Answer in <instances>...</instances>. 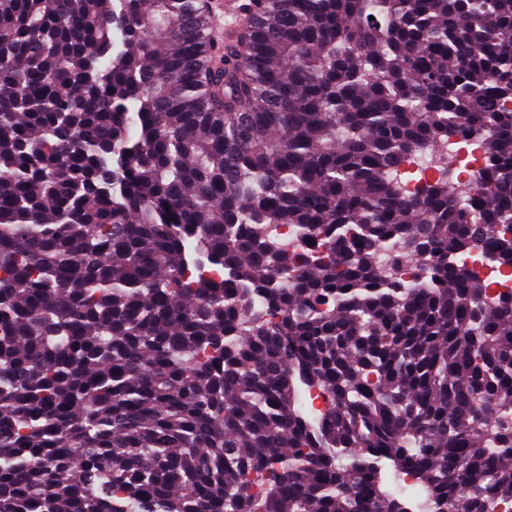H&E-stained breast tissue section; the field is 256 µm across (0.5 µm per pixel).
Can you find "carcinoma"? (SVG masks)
<instances>
[{"label": "carcinoma", "instance_id": "1", "mask_svg": "<svg viewBox=\"0 0 512 512\" xmlns=\"http://www.w3.org/2000/svg\"><path fill=\"white\" fill-rule=\"evenodd\" d=\"M240 28L0 0V512H407L389 465L422 512H501L512 291L460 256L512 271V0ZM452 129L489 132L464 183Z\"/></svg>", "mask_w": 512, "mask_h": 512}]
</instances>
